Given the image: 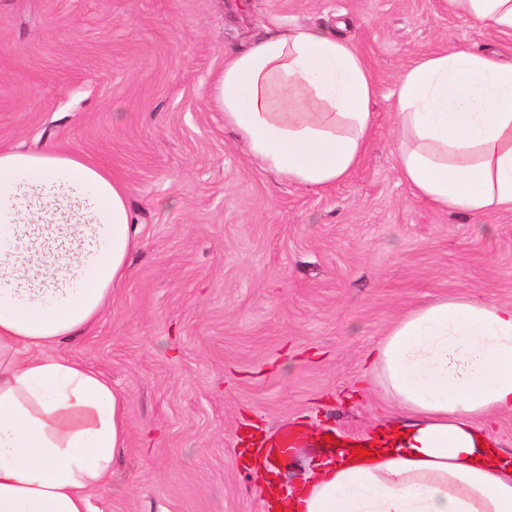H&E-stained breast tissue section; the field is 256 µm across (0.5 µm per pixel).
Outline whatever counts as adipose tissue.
<instances>
[{
	"mask_svg": "<svg viewBox=\"0 0 512 512\" xmlns=\"http://www.w3.org/2000/svg\"><path fill=\"white\" fill-rule=\"evenodd\" d=\"M512 35V0H448ZM399 171L451 211L512 207V65L451 48L396 84ZM376 86L335 28L272 31L224 62L210 100L264 170L321 189L359 164ZM127 185L82 155L0 148V512H93L126 446V398L54 348L90 327L136 246ZM396 417L289 491L287 512H512V304L443 296L400 317L370 353ZM374 446V460L354 458Z\"/></svg>",
	"mask_w": 512,
	"mask_h": 512,
	"instance_id": "obj_1",
	"label": "adipose tissue"
}]
</instances>
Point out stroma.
<instances>
[{
  "mask_svg": "<svg viewBox=\"0 0 512 512\" xmlns=\"http://www.w3.org/2000/svg\"><path fill=\"white\" fill-rule=\"evenodd\" d=\"M0 0V148L75 151L129 187L137 247L98 322L56 350L127 399V446L95 512H268L245 468L257 437H353L394 412L367 354L440 296L512 304V210L417 198L397 161L392 92L451 46L512 62V36L446 0ZM342 24L377 95L367 150L309 189L264 171L211 111L225 59L296 25Z\"/></svg>",
  "mask_w": 512,
  "mask_h": 512,
  "instance_id": "stroma-1",
  "label": "stroma"
}]
</instances>
